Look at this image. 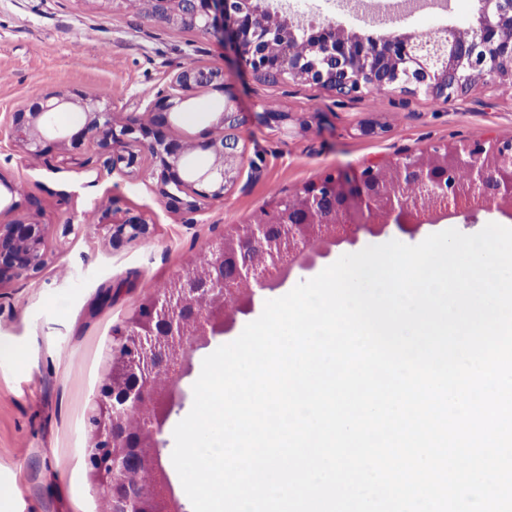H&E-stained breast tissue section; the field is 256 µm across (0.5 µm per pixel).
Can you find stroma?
<instances>
[{
  "label": "stroma",
  "mask_w": 512,
  "mask_h": 512,
  "mask_svg": "<svg viewBox=\"0 0 512 512\" xmlns=\"http://www.w3.org/2000/svg\"><path fill=\"white\" fill-rule=\"evenodd\" d=\"M476 9L475 0H449L447 10L405 14L389 28L343 0L305 6L309 19L377 36L464 29ZM190 59L222 69L230 91L196 92L186 114L168 125V138L193 144V163L210 167L214 156L203 144L218 135L229 107L240 119L233 134L243 157L223 199L199 210L166 205L151 157L128 175L104 168L92 142L80 159L59 149L34 162L8 139L13 112L46 90L105 96L124 119L140 117L148 96ZM270 106L288 121L265 124ZM495 137L512 138V94L500 87L449 103L421 93L350 101L309 82L257 78L240 70L230 45L181 25L154 26L141 12H97L83 0H0V225L24 217L48 227L42 270L0 284V512H101L106 489L90 478L84 451L88 419L116 357L113 330L225 231L326 174ZM105 200L114 217L142 215L148 235L113 239ZM248 322L238 316L231 332L194 351L179 383L185 398L164 425L160 458L182 512L193 510L172 463L173 430L192 408L203 359Z\"/></svg>",
  "instance_id": "obj_1"
}]
</instances>
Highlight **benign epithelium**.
Wrapping results in <instances>:
<instances>
[{
    "mask_svg": "<svg viewBox=\"0 0 512 512\" xmlns=\"http://www.w3.org/2000/svg\"><path fill=\"white\" fill-rule=\"evenodd\" d=\"M474 21L465 29L440 28L428 41L422 33H389L380 37L347 30L331 21L318 25L314 55H267L255 49L258 36L293 33L292 18L272 7L255 5L248 12L230 8V0H150L148 19L158 26L180 24L196 28L230 43L241 66L267 79H295L334 91L340 98L359 99L396 91L423 93L451 102L481 86H501L512 81V0H477ZM201 89L228 91L222 70L205 65L180 68L170 88L157 91L138 119L113 121L112 106L84 91H51L23 103L12 116L11 136L28 157L39 161L54 150L82 149L96 142L104 167L134 173L147 150L158 163L159 194L173 209H198L200 203L224 198L241 163L237 140L226 130L236 126L237 113L225 107L220 120L224 133L203 148L214 153V163L197 169L190 163L193 146L170 140L163 132L169 117ZM71 106L86 114L84 126L70 134L53 116ZM465 167L476 197L472 208L496 210L497 203L512 200V139L491 138L467 144L448 143L428 153L404 154L386 165H367L349 176L329 174L280 197L265 209L264 217L241 224L209 248L195 270L177 279V289L153 294L145 303L147 314L133 316L116 333L118 361L101 388L98 410L90 416L91 440L86 463L109 490L130 474L131 452L126 439L113 427L146 407L156 408L147 427L158 437L177 404L175 394L160 397L144 370L158 362L156 341L162 337L185 346V333L207 330L210 318L221 312L230 322L255 308L257 291L270 287L273 274L297 266L310 271L316 258H326L332 248L354 246L359 234L378 236L393 228L416 237L426 229L438 198L457 193L453 180ZM149 233L139 215L125 213L112 228V237L137 239ZM46 231L43 225L17 218L0 225V283L30 277L45 264ZM121 512H145L143 490L136 482L121 487Z\"/></svg>",
    "mask_w": 512,
    "mask_h": 512,
    "instance_id": "7a95c632",
    "label": "benign epithelium"
}]
</instances>
